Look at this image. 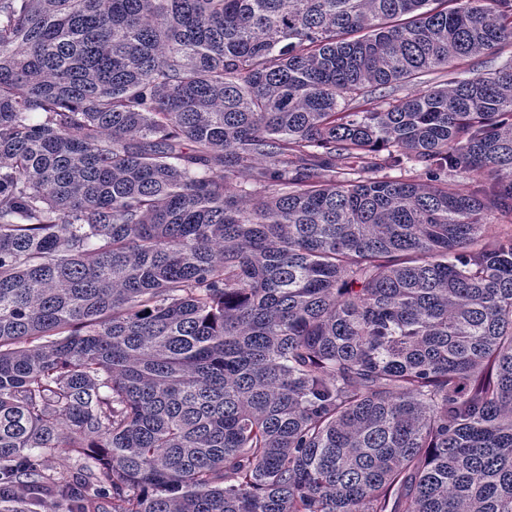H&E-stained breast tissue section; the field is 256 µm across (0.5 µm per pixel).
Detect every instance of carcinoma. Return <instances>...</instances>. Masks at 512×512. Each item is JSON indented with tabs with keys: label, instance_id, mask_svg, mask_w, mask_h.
<instances>
[{
	"label": "carcinoma",
	"instance_id": "1",
	"mask_svg": "<svg viewBox=\"0 0 512 512\" xmlns=\"http://www.w3.org/2000/svg\"><path fill=\"white\" fill-rule=\"evenodd\" d=\"M505 43L512 0H0V512H512V63L457 72ZM378 177L388 176L394 179L414 180L419 183H434L430 181L429 175L425 168L415 162H407L402 169L389 170L385 169L376 174Z\"/></svg>",
	"mask_w": 512,
	"mask_h": 512
}]
</instances>
